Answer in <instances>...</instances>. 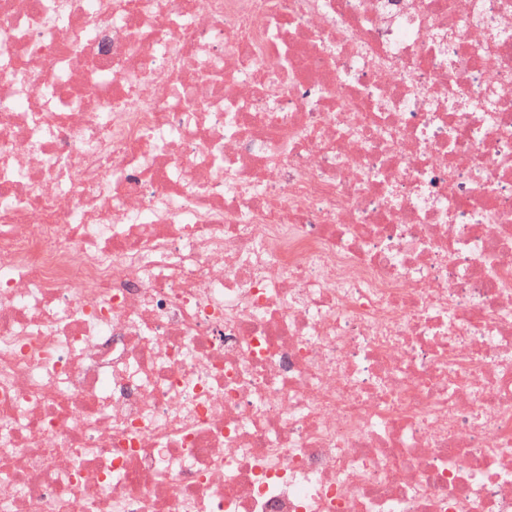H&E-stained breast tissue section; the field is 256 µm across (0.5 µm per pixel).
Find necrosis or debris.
Wrapping results in <instances>:
<instances>
[{
  "label": "necrosis or debris",
  "mask_w": 512,
  "mask_h": 512,
  "mask_svg": "<svg viewBox=\"0 0 512 512\" xmlns=\"http://www.w3.org/2000/svg\"><path fill=\"white\" fill-rule=\"evenodd\" d=\"M0 512H512V0H0Z\"/></svg>",
  "instance_id": "necrosis-or-debris-1"
}]
</instances>
